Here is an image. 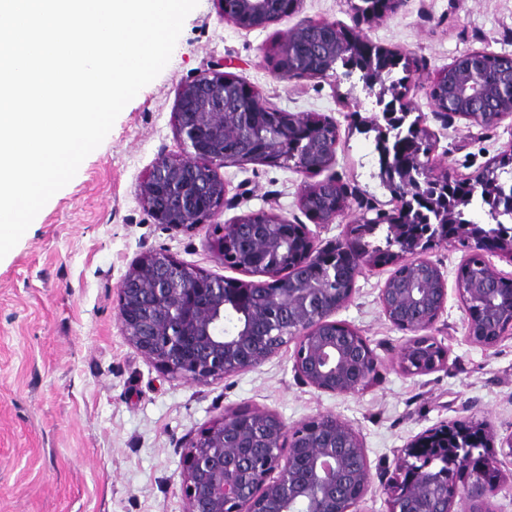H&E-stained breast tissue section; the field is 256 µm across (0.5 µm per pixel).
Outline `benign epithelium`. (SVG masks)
<instances>
[{
	"label": "benign epithelium",
	"mask_w": 512,
	"mask_h": 512,
	"mask_svg": "<svg viewBox=\"0 0 512 512\" xmlns=\"http://www.w3.org/2000/svg\"><path fill=\"white\" fill-rule=\"evenodd\" d=\"M224 21L239 29L267 28L300 12L301 0H214ZM353 26L303 17L268 58L278 78L348 82L371 101L360 125L375 132L383 153L381 185L389 210L363 202L333 172L339 129L324 118L302 134L303 113L286 112L260 97L219 65L178 90L176 134L182 151L160 158L137 194L157 224L206 229L224 267L253 276L227 279L146 251L117 288L122 335L143 358L173 379L206 384L252 370L294 346L293 369L305 384L331 394H355L378 380L381 358L356 329L334 319L355 292L363 270L391 268L379 296L383 314L409 334L399 349L402 370L426 375L448 366V346L435 334L445 310L448 279L430 259L456 244L465 251L456 287L467 337L493 348L512 337V289L487 259L512 257V229L499 223L512 208L499 173L512 170V142L469 175L436 169L437 133L425 115H413L411 90L422 59L404 53L415 80L391 83L375 59L361 53L363 26L393 16L406 0H376L364 14L350 0ZM426 93L432 117L448 126L487 129L512 120V54L488 46L455 57ZM411 120L416 148L387 151ZM256 163L291 168L306 178L299 209L320 228L352 204L358 222L343 237L322 244L308 225L274 209L250 211L233 224L217 217L248 194L221 169ZM465 182L480 201L486 226L465 219L468 200L448 199L446 186ZM387 227L391 248L380 262L371 240ZM496 435L473 420L426 430L397 453L394 471L372 470L359 432L332 414L288 426L263 408H226L224 416L191 437L180 473L184 512H353L371 491L386 495L391 512H495L490 495L505 477L489 453ZM278 476H272V473Z\"/></svg>",
	"instance_id": "benign-epithelium-1"
}]
</instances>
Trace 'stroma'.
Segmentation results:
<instances>
[{
  "label": "stroma",
  "instance_id": "stroma-1",
  "mask_svg": "<svg viewBox=\"0 0 512 512\" xmlns=\"http://www.w3.org/2000/svg\"><path fill=\"white\" fill-rule=\"evenodd\" d=\"M297 17L242 30L220 17L213 0H199L167 66L0 259V512H183L184 445L228 407L263 408L291 426L318 413L339 416L359 431L371 467L387 470L398 449L449 421L469 418L497 436L512 434V338L491 349L470 341L457 288L449 286L440 318L448 327V366L406 374L398 362L406 335L379 304L386 267L363 270L336 315L383 360L376 384L356 394L302 384L289 348L256 369L204 385L174 380L124 338L117 286L142 253L164 250L213 275L240 276L211 252L204 230L154 223L137 196L158 159L178 149L180 85L214 62L282 110L335 118L337 178L388 205L374 136L360 132L331 83L278 78L264 62ZM365 34L421 57L432 77L472 48L512 53V0H407ZM429 126L438 132L437 164L462 174L512 140L505 123L475 138L459 120ZM223 175L247 183L249 194L218 223L270 204L307 223L297 203L304 179L294 170L249 163Z\"/></svg>",
  "mask_w": 512,
  "mask_h": 512
}]
</instances>
